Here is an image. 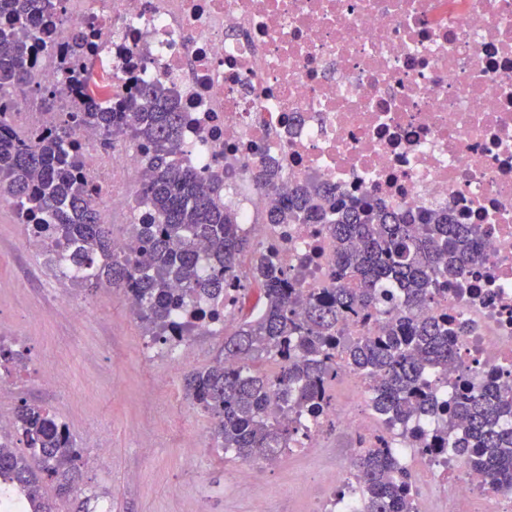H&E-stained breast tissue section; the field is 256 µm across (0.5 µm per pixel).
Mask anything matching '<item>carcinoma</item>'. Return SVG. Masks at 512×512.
<instances>
[{
  "label": "carcinoma",
  "instance_id": "carcinoma-1",
  "mask_svg": "<svg viewBox=\"0 0 512 512\" xmlns=\"http://www.w3.org/2000/svg\"><path fill=\"white\" fill-rule=\"evenodd\" d=\"M65 0H0V90L20 88L54 101L57 89L35 82L29 59L45 14H61ZM90 63L68 58L64 80L80 82ZM100 128L114 138L144 144L149 153L139 193L148 218L132 221L145 243L141 259L112 257V232L102 223L97 199L76 175L75 126ZM182 112L174 87L143 84L119 103L90 101L33 139L0 120V201L60 250L57 261L75 271L77 285H104L135 292L137 319L156 340L169 325L177 303L198 304L224 295L244 254L252 255L250 276L240 297L261 285V307L224 335V357L204 371L184 375L186 399L212 419V433L224 456L235 461L280 460L298 427L278 419L285 407L315 413L331 402L336 358L375 380L372 407L390 436L408 439L407 425L424 413L441 416L442 426L418 441L433 453H448L487 473L498 491H512V393L495 387L462 388L444 402L429 374L448 367L457 327L448 319L389 318L378 336L341 344L347 322L375 316L391 294L402 290L406 305L421 307L454 284L476 259V231L445 212L416 217L375 207L361 199H332L321 185L288 191L267 212L269 224H323L336 247V286L304 291L288 287L276 258L257 250L241 233L238 213L202 175L177 164L182 145ZM255 183L275 187L276 174L264 164L252 171ZM24 353L0 345V370L9 375ZM263 360L273 369L257 367ZM24 454L0 444V479L27 496L33 512H55L40 495V483L55 481L60 497L71 493L82 449L65 423L50 410L24 405L15 415ZM359 512H412V476L389 448L386 437L354 461Z\"/></svg>",
  "mask_w": 512,
  "mask_h": 512
}]
</instances>
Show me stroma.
<instances>
[{
	"label": "stroma",
	"mask_w": 512,
	"mask_h": 512,
	"mask_svg": "<svg viewBox=\"0 0 512 512\" xmlns=\"http://www.w3.org/2000/svg\"><path fill=\"white\" fill-rule=\"evenodd\" d=\"M27 229L0 203V330L20 334L27 352L14 383L0 388V415L36 404L55 413L82 450L77 484L98 493L109 512H304L323 484L305 481L316 459L300 455L276 464L240 469L216 448L210 420L186 399V372L211 366L224 354L222 335L198 336L194 355L156 370L175 388L145 398L144 382L154 368L138 357L143 327L130 315L118 291L69 290L43 283L40 256L25 249ZM83 304L74 323L69 306ZM199 447H188L191 436ZM110 452L99 458V437ZM247 477L252 492H238Z\"/></svg>",
	"instance_id": "obj_1"
}]
</instances>
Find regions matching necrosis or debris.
<instances>
[{"mask_svg":"<svg viewBox=\"0 0 512 512\" xmlns=\"http://www.w3.org/2000/svg\"><path fill=\"white\" fill-rule=\"evenodd\" d=\"M87 39L94 75L64 81L63 57ZM33 70L57 88L55 109L22 106L12 127L44 135L87 98L118 100L140 84H175L183 115L178 163L236 178L239 228L276 251L299 288L335 285V246L321 224H268L289 189L327 185L411 215L445 210L474 226L477 258L453 287L423 306L459 324L443 394L458 383L512 387V0H66L62 28L38 34ZM80 173L100 192L106 224L144 216L136 182L146 150L80 127ZM279 168L265 190L251 170ZM188 334L147 342L142 362L183 358L216 323L180 310ZM336 428L370 445V403L336 402L289 454ZM400 452L415 512H512V492L492 490L461 458L408 445ZM324 494L308 512H357L345 497L353 461L321 472Z\"/></svg>","mask_w":512,"mask_h":512,"instance_id":"necrosis-or-debris-1","label":"necrosis or debris"}]
</instances>
